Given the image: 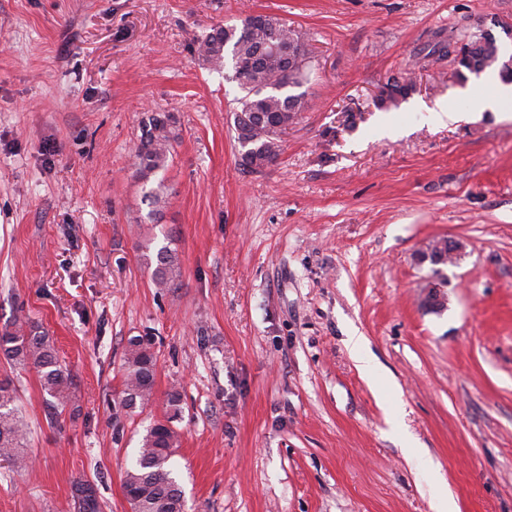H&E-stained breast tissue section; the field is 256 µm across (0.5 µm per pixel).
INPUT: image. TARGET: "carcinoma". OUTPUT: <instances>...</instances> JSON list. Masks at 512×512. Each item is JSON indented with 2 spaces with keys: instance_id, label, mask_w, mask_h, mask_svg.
Masks as SVG:
<instances>
[{
  "instance_id": "obj_1",
  "label": "carcinoma",
  "mask_w": 512,
  "mask_h": 512,
  "mask_svg": "<svg viewBox=\"0 0 512 512\" xmlns=\"http://www.w3.org/2000/svg\"><path fill=\"white\" fill-rule=\"evenodd\" d=\"M455 75L461 80L497 70L504 82L512 80V65L501 60L494 34L477 31L454 45ZM195 56L207 69L220 72L231 65V79L242 97L233 112V127L239 146L241 165L259 172L273 165L280 155L281 136L305 109L300 95L284 93L306 80L309 50L302 35L281 19L263 16L260 25L249 18L238 24L216 26L197 41ZM410 79L393 78L386 85L381 101L394 106L413 90ZM176 121L171 115H153L142 122L141 135L134 150L136 172L149 181L165 168L173 142L177 139ZM151 281L159 291L177 287L181 276L177 250L164 245L155 258ZM0 355L13 365L29 368L38 376L41 389L54 400V407L66 408L72 401L73 379L60 362L55 345L40 326L28 319L15 318L0 330ZM124 390L118 407L133 410L149 404L155 395L157 356L153 337L132 336L123 357ZM16 389L11 381L0 380V459L17 470L29 466L21 452L28 442V432L13 403ZM164 420L154 423L142 438L139 457L127 470L124 494L132 512H184L181 486L166 464L178 447L179 434L173 426L182 414V397L178 389L167 393ZM73 512H102L93 485L80 481L75 485Z\"/></svg>"
}]
</instances>
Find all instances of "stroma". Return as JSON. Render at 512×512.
<instances>
[{
    "label": "stroma",
    "mask_w": 512,
    "mask_h": 512,
    "mask_svg": "<svg viewBox=\"0 0 512 512\" xmlns=\"http://www.w3.org/2000/svg\"><path fill=\"white\" fill-rule=\"evenodd\" d=\"M247 14L313 49L260 172L231 70L193 46ZM489 16L512 56V0H0V327L48 333L77 409L52 424L36 373L0 357L33 460H0V512H73L80 479L131 512L125 474L174 388L185 512H512V119L434 50ZM444 101L459 121L432 117ZM156 113L178 139L155 214L133 149ZM437 238L461 250L434 312L419 254ZM146 243L176 248V288H153ZM145 333L155 396L126 415L122 356Z\"/></svg>",
    "instance_id": "stroma-1"
}]
</instances>
